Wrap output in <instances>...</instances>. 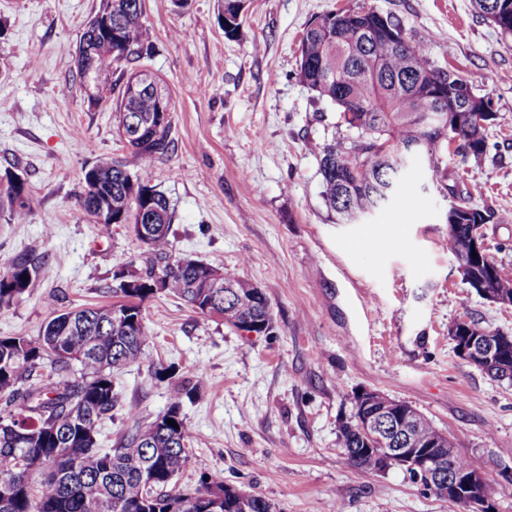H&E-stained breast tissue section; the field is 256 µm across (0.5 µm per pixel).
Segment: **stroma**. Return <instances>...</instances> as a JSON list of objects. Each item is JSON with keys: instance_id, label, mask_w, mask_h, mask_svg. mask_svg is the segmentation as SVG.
I'll list each match as a JSON object with an SVG mask.
<instances>
[{"instance_id": "stroma-1", "label": "stroma", "mask_w": 512, "mask_h": 512, "mask_svg": "<svg viewBox=\"0 0 512 512\" xmlns=\"http://www.w3.org/2000/svg\"><path fill=\"white\" fill-rule=\"evenodd\" d=\"M99 0H0V176L23 181L28 215L0 209V270L35 263L40 286L0 310V336L39 335L54 307L102 305L117 272L141 266L126 224H97L80 208L82 171L98 156L148 169L173 209L180 256L238 274L266 295L267 334H247L167 295L143 304L148 361L116 374L120 407L101 447L163 415L175 366L200 380L182 414L193 452L177 476L202 474L275 503L278 512H457L404 470L349 465L338 426L354 396L379 392L416 408L480 470L497 472L499 512H512V381L460 358L459 320L512 336V305L479 297L448 245L452 199L492 208L483 244L512 279V39L470 0H245L235 39L223 0H144L151 55L118 63L157 75L174 106L169 153L134 154L116 134L112 97L93 100L74 54ZM399 20L431 64L457 67L496 114L479 157L443 156L403 171L398 197L353 224L324 204L317 148L336 109L297 76L310 21L333 9ZM454 194H447V186Z\"/></svg>"}]
</instances>
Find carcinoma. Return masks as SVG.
I'll use <instances>...</instances> for the list:
<instances>
[{
    "label": "carcinoma",
    "instance_id": "cac0c4a2",
    "mask_svg": "<svg viewBox=\"0 0 512 512\" xmlns=\"http://www.w3.org/2000/svg\"><path fill=\"white\" fill-rule=\"evenodd\" d=\"M478 13L505 38H512V0H474ZM243 0H224V35L236 37L237 14ZM143 0H100L99 33L83 32L76 48L77 70L86 85L97 92L113 91L116 62L143 55L140 22ZM401 29L389 15L372 10H331L314 20L300 44L299 79L336 108V132L319 152L322 197L328 209L350 223L383 209L398 187L401 165L393 154L417 141L425 142L433 171L440 172L439 153L448 150L450 139L468 142L471 154L486 148L487 127L478 125L475 114L492 112L490 100L478 96L461 71L433 66L423 51L391 37L384 28ZM91 48L93 70L83 74V47ZM117 127L135 123L133 132L121 139L137 154L164 153L171 145L173 107L169 96L152 83L140 82L132 73L119 90ZM442 112L444 125L426 127L422 114ZM388 152L379 157L378 145ZM100 183L101 195L112 200V220L101 219L84 200L79 206L97 224H131L136 238L150 256L144 271H128V281L141 280L139 288L112 289L119 301L91 305L73 311L60 310L35 337L0 338V394L10 410L0 423V512H268L269 501L250 494L241 497L236 487L224 482L219 472L204 474L194 491L175 488L174 480L189 460L191 432L182 415L184 399L192 398L200 381L175 376L165 368L157 375L170 380V405L165 416L175 420L160 433L153 424L138 427L116 447H98L101 422L112 417L119 404L112 371L141 363L147 357L149 332L143 323H115L113 313L139 314L142 303L158 295H173L203 316L216 311L232 328L252 320L272 326L270 309L261 303L246 309L237 294L257 290L248 280L226 272L222 281L235 290H217L210 308L203 306L202 289L192 287L201 274L217 267L181 266L170 239L172 211L169 199L151 184L147 172L131 174L109 155L89 165L83 189ZM24 184L6 176L0 186L13 217L27 215ZM456 228L448 233L453 254L465 263L464 275L481 283L493 297L512 304V280L503 278L493 261H471L472 227L494 218L489 209L462 206ZM37 269L18 259L0 275V308L13 304L38 287ZM58 373L81 366V380H55L37 373L44 362ZM84 405L81 421L72 416V402ZM23 436L16 439L12 427ZM418 443L444 442L439 429L421 417ZM339 440L349 464L363 472H375L378 447L367 440L358 420L339 426ZM32 467L22 480L16 474L18 459Z\"/></svg>",
    "mask_w": 512,
    "mask_h": 512
}]
</instances>
